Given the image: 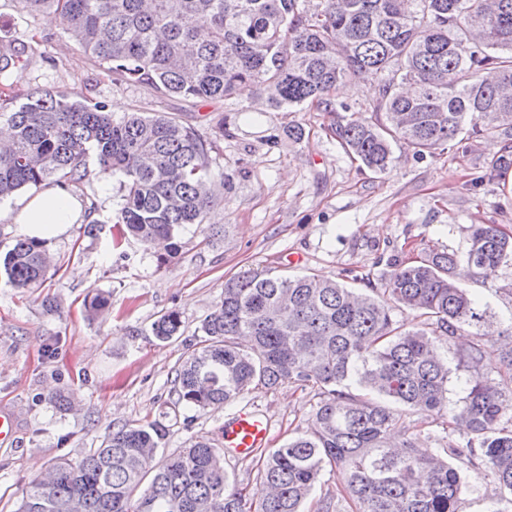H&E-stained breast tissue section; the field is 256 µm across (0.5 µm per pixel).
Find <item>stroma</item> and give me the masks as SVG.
Here are the masks:
<instances>
[{"label": "stroma", "mask_w": 512, "mask_h": 512, "mask_svg": "<svg viewBox=\"0 0 512 512\" xmlns=\"http://www.w3.org/2000/svg\"><path fill=\"white\" fill-rule=\"evenodd\" d=\"M26 34L18 91L66 90L92 102L144 107L191 126L214 145L207 180L216 188L205 223L181 234L175 262L129 239L114 244L112 219L121 205L118 177L101 182L94 157L88 175L71 184L90 220L46 244L52 267L45 282L23 293L0 277V409L14 412L17 432L0 445V512H16L29 482L60 459L77 460L122 426L162 419L173 453L195 437H219L229 406L174 410L175 370L219 301L225 280L259 269L336 278L353 270L380 282L393 258L464 248L471 225L497 224L512 234L508 168L493 167L492 138L417 158L398 145L395 160L375 173L349 157L330 131L331 114L313 105L246 114L255 100L192 104L148 82L113 83L58 25L19 14L0 0V37ZM377 75L341 85L333 95L353 117L371 119ZM299 126L302 139L289 131ZM465 288L500 319L512 317V267L495 279H466ZM110 298L111 314L88 318L87 294ZM57 305L49 312L43 298ZM181 334L161 343L153 322L169 310ZM63 393L69 410L49 400ZM318 397L287 384L238 402L264 414L271 447L304 426Z\"/></svg>", "instance_id": "1"}]
</instances>
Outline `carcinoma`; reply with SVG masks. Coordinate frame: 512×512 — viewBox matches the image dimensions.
Wrapping results in <instances>:
<instances>
[{
    "instance_id": "obj_1",
    "label": "carcinoma",
    "mask_w": 512,
    "mask_h": 512,
    "mask_svg": "<svg viewBox=\"0 0 512 512\" xmlns=\"http://www.w3.org/2000/svg\"><path fill=\"white\" fill-rule=\"evenodd\" d=\"M33 19L60 23L93 65L115 82L147 80L189 102L252 89L275 110L306 103L336 115L334 133L366 168L381 173L401 143L417 157L444 151L466 132L512 144V0H11ZM27 45L0 49V86L22 78ZM364 72L382 76L375 119L348 120L331 94ZM12 130L0 151V198L81 181L91 153L120 174L121 235L163 246L158 266L180 256L181 232L205 222L211 203L206 142L182 122L136 108L116 118L103 102L68 91L26 94L0 120ZM512 266V236L497 224L471 226L462 250L395 260L380 284L353 288L317 274L245 271L224 282L202 321L199 342L175 370L174 405H232L254 390L311 387L319 401L306 426L261 457L259 497L230 482L223 449L200 437L158 460L169 426H123L78 461L54 463L33 479L17 512H303L323 471L343 474L340 496L318 512H462L469 487L456 462L493 485L487 512H512V385L487 376L512 370L507 345H486L496 314L463 286L478 270ZM51 267L44 242L19 237L0 274L17 289L41 286ZM397 310L413 314L395 318ZM182 326L162 314L152 335L168 342ZM467 377L448 408V360L437 353L460 336ZM405 414L448 418L438 454L420 437L394 434Z\"/></svg>"
}]
</instances>
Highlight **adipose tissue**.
Here are the masks:
<instances>
[{"label":"adipose tissue","instance_id":"adipose-tissue-1","mask_svg":"<svg viewBox=\"0 0 512 512\" xmlns=\"http://www.w3.org/2000/svg\"><path fill=\"white\" fill-rule=\"evenodd\" d=\"M84 207L67 188L51 186L32 192L16 221L29 237L46 241L63 235L71 224L82 221Z\"/></svg>","mask_w":512,"mask_h":512}]
</instances>
